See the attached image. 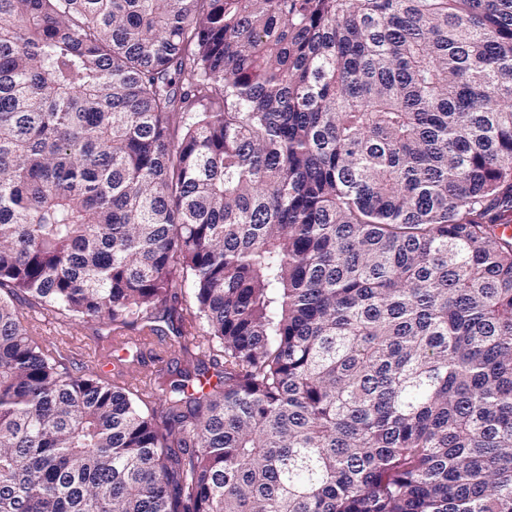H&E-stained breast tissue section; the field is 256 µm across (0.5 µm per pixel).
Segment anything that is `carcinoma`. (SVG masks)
<instances>
[{
    "label": "carcinoma",
    "instance_id": "obj_1",
    "mask_svg": "<svg viewBox=\"0 0 512 512\" xmlns=\"http://www.w3.org/2000/svg\"><path fill=\"white\" fill-rule=\"evenodd\" d=\"M0 512H512V0H0ZM26 312V324L33 336L46 344L53 343L58 350L61 362L73 371H86L87 368L97 371L109 383H139L147 373L166 368L174 356L176 338L167 331L164 322L157 323L166 330L168 336H153L155 347H133L129 353L121 349H113L112 338L117 333L122 336H139L137 330L102 325L97 321L70 320L50 307L36 305L29 308L23 303ZM96 356H110L112 366L104 371L97 366ZM121 359V361L119 360ZM156 373V374H157Z\"/></svg>",
    "mask_w": 512,
    "mask_h": 512
}]
</instances>
